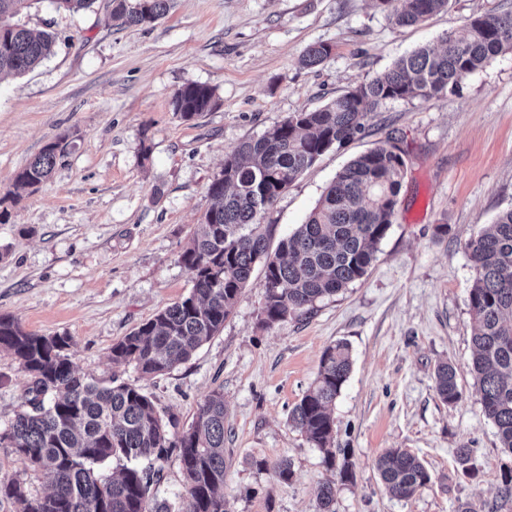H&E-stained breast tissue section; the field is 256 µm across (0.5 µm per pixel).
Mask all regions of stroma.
Instances as JSON below:
<instances>
[{
	"mask_svg": "<svg viewBox=\"0 0 512 512\" xmlns=\"http://www.w3.org/2000/svg\"><path fill=\"white\" fill-rule=\"evenodd\" d=\"M512 12V0H449L412 26L392 24L374 0H175L149 26L117 29L108 0L88 11L32 0L19 17L50 31V56L0 76V197L49 141H67L51 177L6 204L0 224V314L29 332L61 335L77 374L141 386L157 411L188 428L214 389L224 392V496L233 512H316L333 474L290 409L317 376L323 351L347 342L348 381L337 397L334 445L351 481L336 512H512L501 494L512 454L481 410L470 371L474 270L467 240L512 208V50L430 100L369 113L364 131L332 148L265 212L276 237L304 223L358 155L390 144L405 177L395 220L366 276L314 312L261 324L262 273L220 333L168 373L144 377L112 363V346L193 286L179 254L210 207L224 157L295 112L318 109L422 46L441 47L469 18ZM325 61L303 67L313 44ZM212 87L214 107L185 121L172 109L185 83ZM453 364L462 397L436 393L438 362ZM28 375L0 352V431L22 405ZM388 448L418 455L431 482L391 498L376 467ZM473 449L465 475L456 458ZM292 463L290 481L272 464Z\"/></svg>",
	"mask_w": 512,
	"mask_h": 512,
	"instance_id": "35a3bbf8",
	"label": "stroma"
}]
</instances>
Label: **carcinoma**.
Wrapping results in <instances>:
<instances>
[{
    "label": "carcinoma",
    "instance_id": "carcinoma-1",
    "mask_svg": "<svg viewBox=\"0 0 512 512\" xmlns=\"http://www.w3.org/2000/svg\"><path fill=\"white\" fill-rule=\"evenodd\" d=\"M396 26L422 22L448 7V0H377ZM31 0H0V74H21L51 54L55 36L15 21ZM56 9L78 12L95 0H53ZM112 20L148 25L169 13L172 0H109ZM512 50V13L475 17L448 35L440 49L422 47L323 107L295 112L261 135L241 142L224 158L208 186L212 200L179 262L193 287L179 301L112 345V363L134 365L142 374L171 371L224 327L250 282L263 273L266 327L307 314L368 272L378 244L396 215L405 160L397 147L369 150L348 163L326 188L307 221L270 251L274 225L261 219L288 186L326 151L363 129L362 120L388 100H429L448 91L497 55ZM324 44L309 47L301 62L321 64ZM213 90L190 82L172 98L173 111L191 121L210 110ZM64 139L47 143L14 176L18 188L35 189L64 152ZM465 249L475 271L469 292L472 366L483 415L497 429L501 448L512 453V208ZM68 338L25 331L0 314V351L14 356L30 377L24 409L0 433L14 454L37 472L47 488L32 494L18 479L0 482V500L14 512H232L224 498V394L212 391L189 428L172 435L151 397L134 384L102 386L78 375L69 360ZM352 370L349 346L339 341L321 356L317 377L289 413V422L323 453V463L348 481V463L336 467L331 406ZM435 389L449 404L461 398L452 364L435 369ZM179 453L186 504L157 498L158 472L136 464ZM387 492L409 499L432 479L418 456L389 448L376 460ZM336 482H324L317 512H335Z\"/></svg>",
    "mask_w": 512,
    "mask_h": 512
}]
</instances>
